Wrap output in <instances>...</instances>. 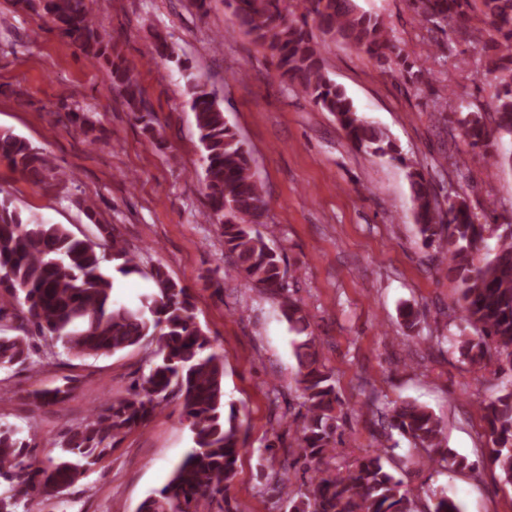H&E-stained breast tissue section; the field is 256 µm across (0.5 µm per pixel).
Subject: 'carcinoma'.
<instances>
[{"mask_svg":"<svg viewBox=\"0 0 512 512\" xmlns=\"http://www.w3.org/2000/svg\"><path fill=\"white\" fill-rule=\"evenodd\" d=\"M498 50L492 60L498 91L489 116L468 112L456 124L472 148L493 137L512 140V0H481ZM24 10L48 19L94 65L104 69L128 110L145 132L155 135V117L143 100L141 87L103 36L85 0H17ZM423 20L445 31L448 21L465 15L467 0H415ZM237 29L276 59L281 75L300 86L311 101L336 116L348 143L377 158L399 159L389 132L368 121L330 77L322 39L342 40L371 56L394 54L398 47L379 16L359 8L355 0H304V11L287 13L285 0H225ZM321 32L316 37L309 22ZM155 52L188 69L167 38L157 31ZM186 94L194 113L202 152V181L209 208L205 222L217 224L224 253L243 280L269 290L282 287L281 255L260 232L264 225V185L253 171L251 153L224 116L214 93L188 74ZM0 160L34 184L73 181V174L51 164L27 139L0 130ZM415 223L435 258L459 287L461 322L471 331L453 338V345L475 372L488 368L510 377L498 393L480 402L484 429L482 461L512 487V224L499 230L475 222L465 198L456 196L441 212L431 180L407 165ZM99 240L77 237L66 224L34 222L0 200V292L20 307L22 322L1 324L7 310L0 306V371L34 365L39 348L33 336L50 339L68 356H113L144 343L154 346L148 373L135 380L129 396L107 400L58 443L56 457L45 466L31 456L21 429L0 425V512H34L46 497H60L114 448L113 440L146 422L175 398L191 432V449L170 480L153 491L137 512H230L224 487L235 475L241 451L240 410L225 400L224 355L215 351L207 332L196 321L189 290L172 280L163 267L150 270L157 292L141 306L116 307L113 280L104 262L124 276L142 274L132 252L111 224L98 225ZM291 331L297 361V384L305 408L295 462L313 473L299 498L288 496V460L268 477L278 502L289 512H414L413 502L387 450L365 454L354 466L334 475L321 469L324 460L343 444V401L333 376L324 370L309 332V316L294 302L282 310ZM383 428L396 431L428 461L451 468L473 469L464 457L445 448L439 419L416 401L393 403Z\"/></svg>","mask_w":512,"mask_h":512,"instance_id":"carcinoma-1","label":"carcinoma"}]
</instances>
